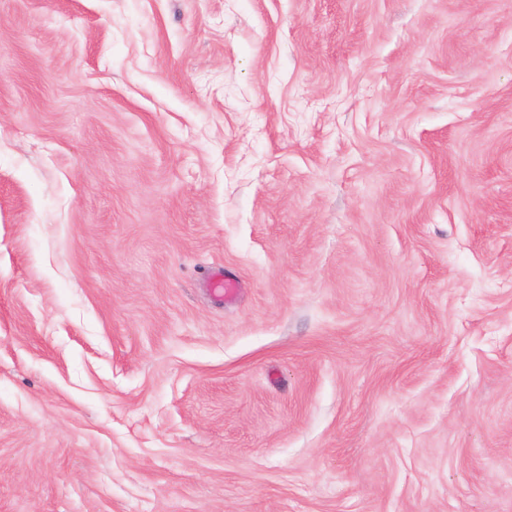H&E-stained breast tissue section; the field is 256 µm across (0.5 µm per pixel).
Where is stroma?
<instances>
[{
	"label": "stroma",
	"mask_w": 512,
	"mask_h": 512,
	"mask_svg": "<svg viewBox=\"0 0 512 512\" xmlns=\"http://www.w3.org/2000/svg\"><path fill=\"white\" fill-rule=\"evenodd\" d=\"M0 512H512V0H0Z\"/></svg>",
	"instance_id": "35a3bbf8"
}]
</instances>
